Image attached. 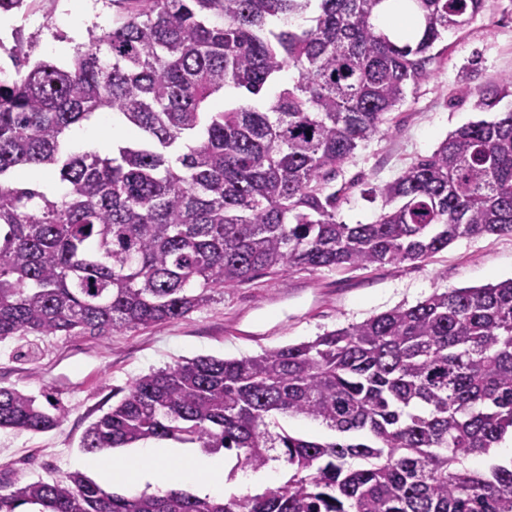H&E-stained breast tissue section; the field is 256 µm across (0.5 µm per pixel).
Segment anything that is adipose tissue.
Returning a JSON list of instances; mask_svg holds the SVG:
<instances>
[{
	"label": "adipose tissue",
	"instance_id": "adipose-tissue-1",
	"mask_svg": "<svg viewBox=\"0 0 512 512\" xmlns=\"http://www.w3.org/2000/svg\"><path fill=\"white\" fill-rule=\"evenodd\" d=\"M176 448H167L157 443H150L132 449V457L139 460L136 470H128L122 464L116 463L106 468V476L127 481L134 492L155 491L158 489H194L199 496H229L241 487L262 489L274 482L271 470L247 472L240 474L235 483L224 481L223 454L197 453L190 456L186 467L178 474H171L167 468L170 459L179 456Z\"/></svg>",
	"mask_w": 512,
	"mask_h": 512
}]
</instances>
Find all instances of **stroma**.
<instances>
[{
    "instance_id": "stroma-1",
    "label": "stroma",
    "mask_w": 512,
    "mask_h": 512,
    "mask_svg": "<svg viewBox=\"0 0 512 512\" xmlns=\"http://www.w3.org/2000/svg\"><path fill=\"white\" fill-rule=\"evenodd\" d=\"M12 13L0 44L23 38L31 61H70L76 44L95 25L111 27V0H92L93 13L75 17L62 0H28ZM429 74L409 86L379 134L340 167L343 187L336 217L374 222L384 207L376 187L429 156L448 134L512 110V97L496 108L475 106L478 89L512 76V0H488L475 21L444 33L433 49ZM512 278V235L462 237L430 258L345 271L322 268L264 275L215 296L174 323L103 335L28 336L0 342V387L37 398L51 396L67 416L57 429H0V484L59 479L84 457L87 427L109 410L112 395L138 375L199 356L238 358L314 339L434 291L495 284Z\"/></svg>"
}]
</instances>
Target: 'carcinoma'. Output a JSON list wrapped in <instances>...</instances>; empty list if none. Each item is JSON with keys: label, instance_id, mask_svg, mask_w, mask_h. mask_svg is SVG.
<instances>
[{"label": "carcinoma", "instance_id": "obj_1", "mask_svg": "<svg viewBox=\"0 0 512 512\" xmlns=\"http://www.w3.org/2000/svg\"><path fill=\"white\" fill-rule=\"evenodd\" d=\"M384 2L112 0V26L68 64H32L16 41V78H0V342L170 323L262 275L425 260L512 233V111L380 187L373 223L336 219L341 165L486 0H406L421 25L404 41L379 27ZM509 95L512 77L476 107ZM108 112L133 138L75 150L71 133ZM25 165L61 191L16 185ZM46 403L0 388V429L59 427L64 408ZM280 415L334 436L291 433ZM509 432L512 279L153 369L81 440L91 454L149 439L234 450L240 468L278 464L273 488L119 494L74 472L0 485V512H512V458L493 455Z\"/></svg>", "mask_w": 512, "mask_h": 512}]
</instances>
